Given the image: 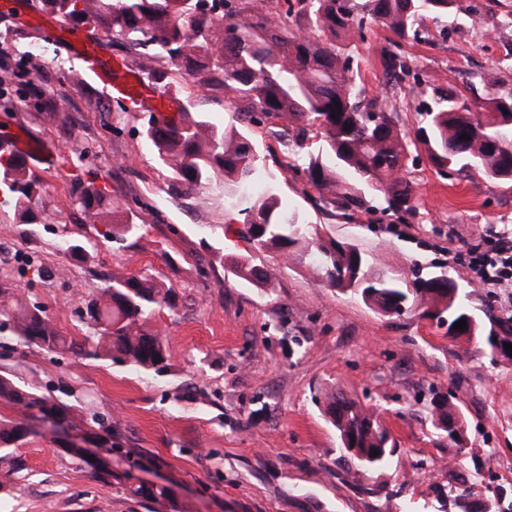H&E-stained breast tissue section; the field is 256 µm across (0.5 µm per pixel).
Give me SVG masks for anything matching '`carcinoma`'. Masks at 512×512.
Wrapping results in <instances>:
<instances>
[{
    "instance_id": "cac0c4a2",
    "label": "carcinoma",
    "mask_w": 512,
    "mask_h": 512,
    "mask_svg": "<svg viewBox=\"0 0 512 512\" xmlns=\"http://www.w3.org/2000/svg\"><path fill=\"white\" fill-rule=\"evenodd\" d=\"M275 13L257 12L249 0H36L35 11L67 26L103 28L133 51V62L147 82L160 86L173 76L189 77L211 92L234 94V112L245 122L278 118L283 137L294 152V167L320 199L340 215L369 208V198L382 195L402 216L416 212L414 186L405 176L411 153L423 149L435 168L445 165L491 182L512 183V155L498 147L512 141V92L490 91L471 110L450 94L426 107L425 125L411 137L395 121L397 107L367 98L353 68V29L366 22L388 28L404 40L417 34L420 21L437 22L451 13L455 0H284ZM350 130H345V127ZM320 137L308 150L311 132ZM145 135L158 158L170 161L177 178L189 188L203 187L220 176L235 187L232 207L250 224L246 235L259 248L301 258L320 272L324 286L353 292L377 312L401 315L410 301H419L421 316L437 312L450 324L470 311L463 289L448 287V275L418 278L413 287L374 278L354 244L342 247L322 235L299 213L281 206L276 188L255 191L269 177L263 157L249 133L236 127L217 129L202 116L181 107L178 118L150 119ZM39 179L20 155L0 154V191L4 202L22 207L37 195ZM106 196L93 184L83 186L77 201L91 224H111L103 237L123 241L136 234L135 224L117 209L106 211ZM90 241L63 237L58 251L73 260L86 258ZM231 273L253 286L270 287L267 273L248 260L232 262ZM173 286L152 273H115L86 302L90 336L77 343L62 336L41 314L28 308L16 289L0 283V320L13 324L17 337L47 352L70 351L92 359L120 360L145 374L168 368L170 353L161 334L145 328L155 311L173 305ZM427 406L431 423L458 412L454 402ZM0 404L27 410V418L0 415V477L23 469L17 449L34 433V410L49 409L61 420H74L73 408L39 395L0 375ZM331 425L356 438L350 457L362 470L387 465L394 452L385 443L386 428L375 412L341 392L328 395ZM378 450L372 456V450Z\"/></svg>"
}]
</instances>
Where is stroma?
<instances>
[{
  "instance_id": "obj_1",
  "label": "stroma",
  "mask_w": 512,
  "mask_h": 512,
  "mask_svg": "<svg viewBox=\"0 0 512 512\" xmlns=\"http://www.w3.org/2000/svg\"><path fill=\"white\" fill-rule=\"evenodd\" d=\"M498 0H456L448 18L424 20L419 36L394 40L379 24L352 32L353 63L367 96L396 103L399 125L424 122L420 103L448 91L466 102L512 91V27L499 25ZM494 20L491 29L475 17ZM0 139L22 130L52 156L34 169L39 195L23 223L0 205V282L40 307L61 335L82 340L88 294L114 273L143 269L175 286L174 309L148 327L165 337L167 370L146 375L129 364L25 346L0 326V373L75 406L76 432L93 417L112 425L115 477L77 461L46 431L21 447L25 463L0 512H457V475L492 512H512V360L492 359L482 343L448 338L445 325L411 311L380 315L359 296L319 285L311 268L261 250L239 229L223 181L180 185L144 130L148 112L111 99L78 59L45 33L30 37L19 20L0 16ZM404 64L401 79L380 64L385 47ZM190 99L218 127L236 122L227 96L175 77L165 89ZM281 122L249 125L283 204L320 233L356 245L377 278L412 281L448 273L470 293L479 318L507 316V292L480 288L456 253L493 232L512 234V184L460 173L442 175L427 157L408 169L419 200L401 219L378 198L371 209L337 216L303 174L290 169ZM94 183L140 224L121 243L102 240L73 201ZM98 238L91 257L69 261L62 234ZM237 257L264 267L268 289L234 278ZM450 392L464 414L466 455L436 431L427 414L430 389ZM340 389L377 411L396 445L387 467L359 473L324 414L326 393ZM149 481L168 499L132 495Z\"/></svg>"
}]
</instances>
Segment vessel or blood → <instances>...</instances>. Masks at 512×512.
I'll use <instances>...</instances> for the list:
<instances>
[{"instance_id": "b4317fda", "label": "vessel or blood", "mask_w": 512, "mask_h": 512, "mask_svg": "<svg viewBox=\"0 0 512 512\" xmlns=\"http://www.w3.org/2000/svg\"><path fill=\"white\" fill-rule=\"evenodd\" d=\"M51 35L67 52L76 57L91 80L113 99L130 107L156 113L159 118L174 119L180 109L175 99L147 85L139 72L126 60L103 56L96 43L73 28L54 27Z\"/></svg>"}]
</instances>
